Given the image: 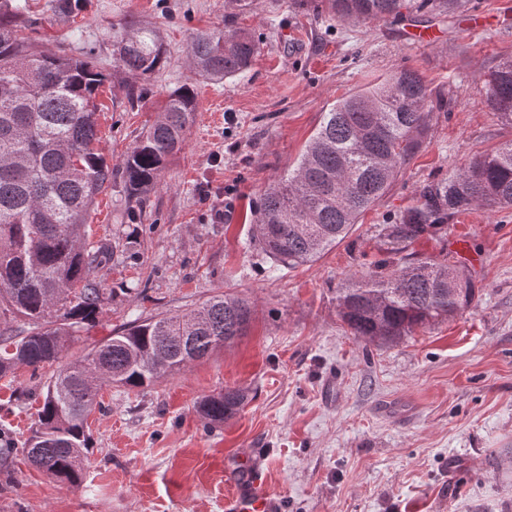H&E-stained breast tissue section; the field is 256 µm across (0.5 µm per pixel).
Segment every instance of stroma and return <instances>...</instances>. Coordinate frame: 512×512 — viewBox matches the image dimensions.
<instances>
[{
  "label": "stroma",
  "mask_w": 512,
  "mask_h": 512,
  "mask_svg": "<svg viewBox=\"0 0 512 512\" xmlns=\"http://www.w3.org/2000/svg\"><path fill=\"white\" fill-rule=\"evenodd\" d=\"M0 17L39 47L92 58L102 153L118 166L171 90L192 86L194 121L142 211L122 180L97 196L90 239L109 243L102 312L76 358L129 320L174 314L229 292L254 304L246 336L141 389L105 387L88 418L90 464L73 487L21 453L50 368L0 380V512H224L239 468H263L281 512H512V210L477 207L443 239L476 263L462 315L376 346L345 332L336 290L383 259L381 224L425 184L512 139L480 76L512 56V0H469L429 24L340 21L325 0H0ZM157 30L165 62L135 104L113 93L112 25ZM249 29L259 51L216 83L191 69L198 30ZM406 67L449 92L426 148L349 236L291 270L246 247L250 214L335 100ZM240 387L245 407L208 428L203 396Z\"/></svg>",
  "instance_id": "obj_1"
}]
</instances>
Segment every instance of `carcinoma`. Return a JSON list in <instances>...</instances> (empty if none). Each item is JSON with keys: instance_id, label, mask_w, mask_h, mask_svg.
<instances>
[{"instance_id": "cac0c4a2", "label": "carcinoma", "mask_w": 512, "mask_h": 512, "mask_svg": "<svg viewBox=\"0 0 512 512\" xmlns=\"http://www.w3.org/2000/svg\"><path fill=\"white\" fill-rule=\"evenodd\" d=\"M327 3L337 18L363 24L415 22L463 6L462 0ZM112 46L115 72L146 78L161 66L152 28L114 24ZM257 53L249 31L213 29L194 35L188 56L201 76L223 81L244 74ZM103 80L91 59L38 51L0 20V378L57 364L23 452L71 486L83 481L88 417L102 387L147 388L245 335L254 314L247 300L219 293L180 314L128 321L79 358L59 363L74 334L101 313L99 273L110 260L105 246L88 242L91 207L114 175L97 130ZM481 91L497 120L512 128V57L489 68ZM447 107L445 93L409 69L338 99L294 165L267 185L252 216L251 242L277 267L319 259L391 191L430 139L434 113ZM195 109L191 87L170 92L124 155L119 170L129 200L142 202L183 149ZM479 205L492 212L512 208V140L424 185L383 225L390 258L336 289L351 335L397 343L471 306L474 282L448 256L413 253L404 267L394 256L422 238L443 237L450 221ZM18 320L20 329L13 326ZM247 399L244 389L228 387L203 397L197 413L219 426Z\"/></svg>"}]
</instances>
